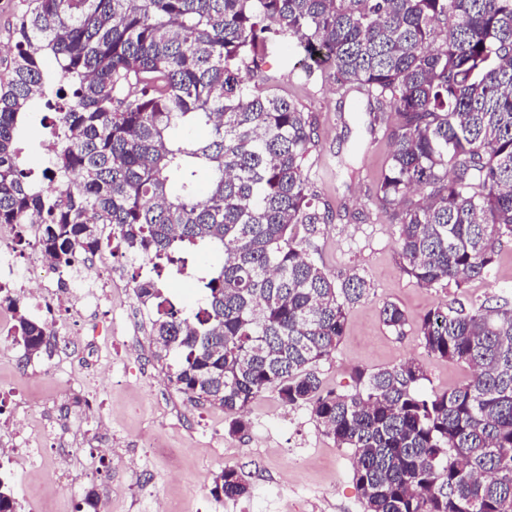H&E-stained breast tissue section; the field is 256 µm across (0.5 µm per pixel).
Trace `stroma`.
Instances as JSON below:
<instances>
[{
  "mask_svg": "<svg viewBox=\"0 0 512 512\" xmlns=\"http://www.w3.org/2000/svg\"><path fill=\"white\" fill-rule=\"evenodd\" d=\"M296 61L283 43H268L264 69L276 77V92L316 117L315 143L304 172L333 210L364 216L360 224L338 220L323 225L314 240V257L331 276L358 272L373 288L367 300L349 310L344 335L332 356L318 365V376L327 388L350 391L355 368L414 359L427 371L425 390L455 387L466 379L467 368L429 356L412 323L437 305L454 304L458 295L452 288L421 287L406 275L397 228L370 192L389 145L381 135L367 132L365 117L351 109L339 112L328 85L298 79L292 72ZM351 150L356 153L353 171L339 170L338 156ZM467 297L479 303L512 301V240L501 244L490 279L473 281ZM388 301L411 321L403 333L381 320L380 309ZM83 332L85 344L101 347L112 364L127 366L120 373H104L92 406L78 382L65 387L40 376L50 356L27 354L22 344L0 332V383L15 388L0 407V440L32 446L46 423L70 417L75 427L65 441L73 450L69 468L83 477L81 487L46 495L58 454L50 447L41 448V465L1 469L0 482L10 489L18 512H77L83 489L91 487L100 499L111 501L112 512H154L159 500L176 512H366L353 479L351 451L323 433L308 405L289 406L276 393H264L249 405L245 430L231 436L220 408L174 387L159 392L175 360L154 357L148 325L128 336L113 331L101 316ZM104 448L137 451L141 465L99 481L88 470L110 469V460L100 454ZM227 467L242 474L249 487L246 496L214 495L215 480Z\"/></svg>",
  "mask_w": 512,
  "mask_h": 512,
  "instance_id": "obj_1",
  "label": "stroma"
}]
</instances>
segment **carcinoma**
I'll use <instances>...</instances> for the list:
<instances>
[{
  "instance_id": "1",
  "label": "carcinoma",
  "mask_w": 512,
  "mask_h": 512,
  "mask_svg": "<svg viewBox=\"0 0 512 512\" xmlns=\"http://www.w3.org/2000/svg\"><path fill=\"white\" fill-rule=\"evenodd\" d=\"M0 81V224L42 217L44 255L68 266L102 227L131 263L154 355L179 356L177 389L217 404L228 434L274 391L306 403L339 448L367 512H512V307L440 305L409 320L428 352L469 368L421 391L423 366L356 368L350 393L316 367L336 350L370 284L331 278L311 256L333 212L304 173L316 118L250 77L268 42L302 55L299 79L366 101L390 153L371 188L398 228L404 272L425 288L487 276L512 240V0H32ZM39 126L52 166L22 160ZM203 127L207 138L181 132ZM211 256L191 308L160 277ZM25 350L51 352L47 324L0 290ZM248 485L226 468L216 495Z\"/></svg>"
}]
</instances>
